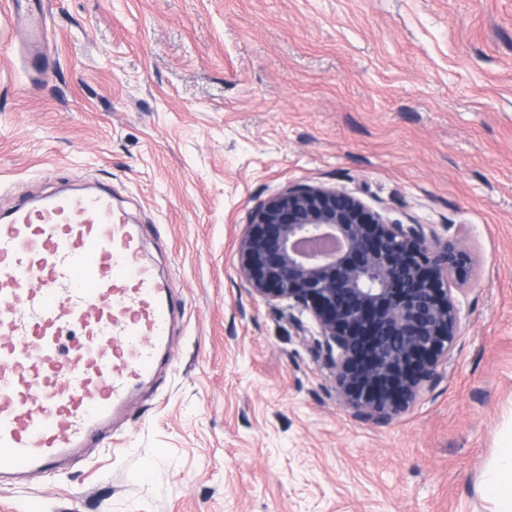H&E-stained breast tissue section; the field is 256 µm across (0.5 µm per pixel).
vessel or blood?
<instances>
[{
	"label": "vessel or blood",
	"mask_w": 512,
	"mask_h": 512,
	"mask_svg": "<svg viewBox=\"0 0 512 512\" xmlns=\"http://www.w3.org/2000/svg\"><path fill=\"white\" fill-rule=\"evenodd\" d=\"M110 193L0 214V482L50 474L105 443L163 364L176 314Z\"/></svg>",
	"instance_id": "1"
}]
</instances>
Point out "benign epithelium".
<instances>
[{
    "instance_id": "7a95c632",
    "label": "benign epithelium",
    "mask_w": 512,
    "mask_h": 512,
    "mask_svg": "<svg viewBox=\"0 0 512 512\" xmlns=\"http://www.w3.org/2000/svg\"><path fill=\"white\" fill-rule=\"evenodd\" d=\"M455 237L429 241L344 189L292 185L256 205L238 239V273L267 304L308 313L336 393L364 422L409 407L461 335L458 295L475 259Z\"/></svg>"
}]
</instances>
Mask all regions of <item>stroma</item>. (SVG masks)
I'll use <instances>...</instances> for the list:
<instances>
[{
	"label": "stroma",
	"mask_w": 512,
	"mask_h": 512,
	"mask_svg": "<svg viewBox=\"0 0 512 512\" xmlns=\"http://www.w3.org/2000/svg\"><path fill=\"white\" fill-rule=\"evenodd\" d=\"M22 5L0 15V211L109 189L179 318L111 445L0 486V512H488L512 422V0ZM296 184L471 229L461 337L389 424L337 395L308 315L238 276L250 210Z\"/></svg>",
	"instance_id": "stroma-1"
}]
</instances>
